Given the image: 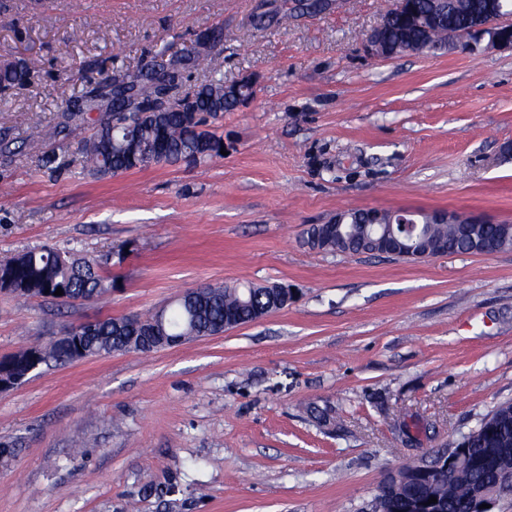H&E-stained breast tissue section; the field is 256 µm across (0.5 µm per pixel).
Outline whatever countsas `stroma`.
Here are the masks:
<instances>
[{
	"label": "stroma",
	"instance_id": "stroma-1",
	"mask_svg": "<svg viewBox=\"0 0 512 512\" xmlns=\"http://www.w3.org/2000/svg\"><path fill=\"white\" fill-rule=\"evenodd\" d=\"M394 0H0V262L43 244L112 290L58 306L0 291V359L203 285H282L287 307L150 353L44 367L0 394V512H373L379 487L512 400V248L424 260L308 248L344 209L512 222V50L369 55ZM224 36L187 66L253 83L225 154L96 177L57 170L68 99ZM341 419L320 426L311 407ZM416 422L413 443L398 430ZM30 70V64L25 60L3 69L0 67V88L24 85L29 79Z\"/></svg>",
	"mask_w": 512,
	"mask_h": 512
}]
</instances>
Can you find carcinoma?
Listing matches in <instances>:
<instances>
[{
  "label": "carcinoma",
  "instance_id": "carcinoma-1",
  "mask_svg": "<svg viewBox=\"0 0 512 512\" xmlns=\"http://www.w3.org/2000/svg\"><path fill=\"white\" fill-rule=\"evenodd\" d=\"M483 0H448V10L442 21L428 34L435 45L445 43L448 29H463L470 16ZM386 41L390 50L399 54L402 46L417 41L420 31L407 25L404 15L387 10ZM30 64L18 63L0 68V88L25 84L30 75ZM146 78L135 74L106 93L85 96L71 101L66 107L68 122L63 126L65 137L80 133L84 114L110 105L119 110L133 105L131 92L139 89ZM194 109L199 118L179 109L169 112H136L117 118L112 125V113L100 119L92 138L80 142L78 152L59 158L58 166L75 165L97 175L118 174L141 169L152 164L174 165L181 160L200 161L221 156L224 138L207 126V117L218 116V111L234 109L236 99H224V81L212 79L198 87L193 94ZM339 229L320 228L321 236L313 246L333 250L336 235H341V252L350 255L381 251L379 237L366 235L362 225L354 223L352 214ZM411 219L425 225L421 240L399 224L389 223V211H383V233L392 245L387 251L396 257L410 252L415 244L422 247L438 246L448 254L472 252L469 234L455 224H428L427 212L416 211ZM0 283L3 289L20 297L48 294L58 305L75 301H88L112 288V282L103 277L97 265L89 260H76L55 246L44 244L28 250L0 265ZM63 295L56 296L57 289ZM270 303L265 288L206 287L192 291L189 300H179L171 310L140 320L137 325L109 317L96 322L94 328L68 341H51L45 345L29 347L0 360V374L10 375L24 371L32 358H38L47 367L65 365L78 359L99 356L112 351L136 350L150 352L167 346L163 339L206 336L224 329V318L233 316L239 324L255 321ZM495 422L493 431L483 429L484 423L463 435L457 447L464 449L466 464L453 479L441 467L433 469L426 478L406 476L397 483L383 486L378 498L381 512H411L412 507L435 497V512H471L474 493L491 484L496 474L512 465V402L499 403L488 415Z\"/></svg>",
  "mask_w": 512,
  "mask_h": 512
}]
</instances>
